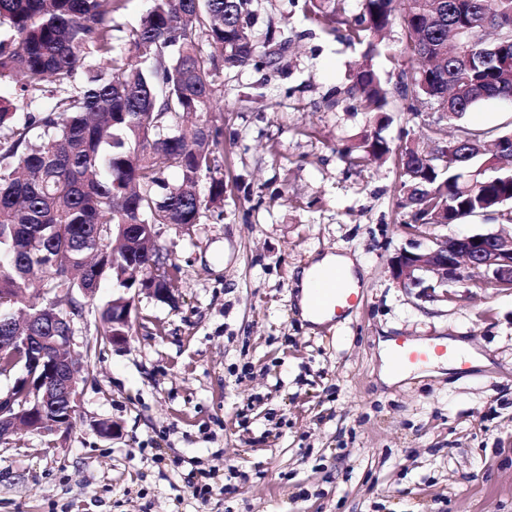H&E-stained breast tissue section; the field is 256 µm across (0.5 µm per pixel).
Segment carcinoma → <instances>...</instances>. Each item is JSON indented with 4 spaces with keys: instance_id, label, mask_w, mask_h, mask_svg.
Instances as JSON below:
<instances>
[{
    "instance_id": "carcinoma-1",
    "label": "carcinoma",
    "mask_w": 512,
    "mask_h": 512,
    "mask_svg": "<svg viewBox=\"0 0 512 512\" xmlns=\"http://www.w3.org/2000/svg\"><path fill=\"white\" fill-rule=\"evenodd\" d=\"M114 42L112 0H0V336H13L15 312L36 313L24 288L41 278L44 295L73 318L105 279L120 289L102 311L98 336H129L132 321L112 319L126 299L125 267L145 272L149 288H169L170 262L143 251L158 224H197L224 203L216 176L219 130L204 122L186 134L191 112L223 111L224 70L273 63L254 40L258 0H152ZM303 0L322 33L364 47L346 73L347 93L368 129L340 150L351 167L394 164L400 200L416 232L501 210L512 200V131L461 123L475 106L512 99V0ZM418 67L384 79L374 64L377 38L395 24ZM415 116L421 103L445 113L461 138L448 144L443 123L427 128L429 149L410 132L394 146L382 135L390 108ZM26 107L24 118L18 117ZM174 169L177 180L165 172ZM209 179L207 193L202 179ZM29 361L0 347V376Z\"/></svg>"
}]
</instances>
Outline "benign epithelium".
Instances as JSON below:
<instances>
[{
	"instance_id": "7a95c632",
	"label": "benign epithelium",
	"mask_w": 512,
	"mask_h": 512,
	"mask_svg": "<svg viewBox=\"0 0 512 512\" xmlns=\"http://www.w3.org/2000/svg\"><path fill=\"white\" fill-rule=\"evenodd\" d=\"M484 269L495 280L512 279V238L506 240L496 233L476 234L446 239L438 248L425 253H401L393 261V275L403 286H419L429 279L431 288H440L450 281L460 280L467 270ZM42 322L59 332L57 336H11V344H21L31 357V363L43 368L38 380L26 378L25 386L34 392L33 411L45 414L48 410L62 412L60 419L74 420L78 408V380L54 357L47 354V345L55 349H71L72 319L56 313L48 304L42 311ZM14 396H0V443L14 434L20 413L14 407Z\"/></svg>"
}]
</instances>
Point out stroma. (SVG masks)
I'll use <instances>...</instances> for the list:
<instances>
[{"label":"stroma","mask_w":512,"mask_h":512,"mask_svg":"<svg viewBox=\"0 0 512 512\" xmlns=\"http://www.w3.org/2000/svg\"><path fill=\"white\" fill-rule=\"evenodd\" d=\"M258 9V42L271 25L291 38L289 72L224 74L223 207L157 226L175 300L136 293L127 343L97 339L111 281L86 302L75 423L51 448L24 430L0 443V512H512V288L473 270L406 288L391 272L400 252L512 224L405 232L392 164L340 156L366 127L336 98L359 50L305 21L300 0ZM329 252L362 261L361 300L314 328L292 272ZM381 336L462 339L490 364L386 386Z\"/></svg>","instance_id":"stroma-1"}]
</instances>
